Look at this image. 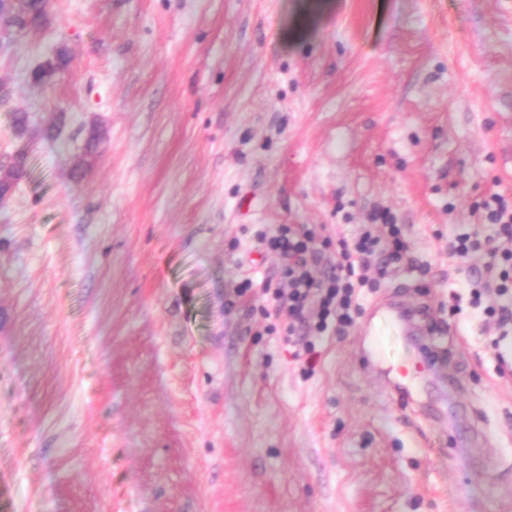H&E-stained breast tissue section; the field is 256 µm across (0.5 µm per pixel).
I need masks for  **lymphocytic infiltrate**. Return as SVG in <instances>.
<instances>
[{
    "mask_svg": "<svg viewBox=\"0 0 512 512\" xmlns=\"http://www.w3.org/2000/svg\"><path fill=\"white\" fill-rule=\"evenodd\" d=\"M486 223L495 225L497 243L486 246L477 235H457L449 245L451 257L468 260L485 254V288L498 295L512 294V207L502 195H493L485 207ZM260 243L282 255L285 263L281 282L273 297L288 316V340L297 346L308 369H315L320 352L314 339L327 331H345L354 323L358 311L357 289L369 286V269L386 275L399 262L406 244L397 224L365 225L355 244L339 240V255L333 263L323 261L316 228L281 227L274 235H260Z\"/></svg>",
    "mask_w": 512,
    "mask_h": 512,
    "instance_id": "f902f5d3",
    "label": "lymphocytic infiltrate"
}]
</instances>
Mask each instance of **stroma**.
I'll return each mask as SVG.
<instances>
[{
    "instance_id": "35a3bbf8",
    "label": "stroma",
    "mask_w": 512,
    "mask_h": 512,
    "mask_svg": "<svg viewBox=\"0 0 512 512\" xmlns=\"http://www.w3.org/2000/svg\"><path fill=\"white\" fill-rule=\"evenodd\" d=\"M19 153L0 512H512V332L448 254L512 203V0H47L0 26ZM380 212L407 251L304 374L258 237ZM379 302L427 315L388 338L406 403L363 358ZM388 372H394L395 390L402 399H409L414 393V380L419 372L417 366L403 364L398 367L388 368Z\"/></svg>"
}]
</instances>
